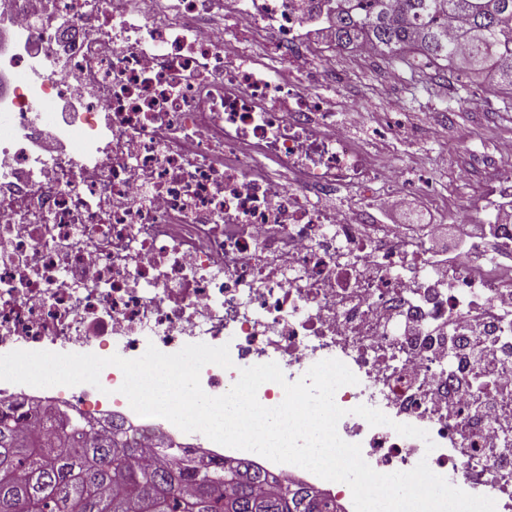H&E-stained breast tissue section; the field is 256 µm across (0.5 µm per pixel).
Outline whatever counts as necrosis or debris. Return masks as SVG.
Here are the masks:
<instances>
[{"label": "necrosis or debris", "instance_id": "necrosis-or-debris-1", "mask_svg": "<svg viewBox=\"0 0 512 512\" xmlns=\"http://www.w3.org/2000/svg\"><path fill=\"white\" fill-rule=\"evenodd\" d=\"M228 2L0 0L13 40L0 71L14 75L0 96V353L226 344L233 368L201 371L212 396L245 367L274 362L294 382L335 358L358 379L335 394L338 433L375 471L424 459L512 512V395L486 414L465 329L442 328L502 279L463 260L441 283L422 241L380 224L405 180L315 93L336 62L310 67L302 29L325 0H236L238 25L268 31L298 65L275 73L227 37ZM344 189L364 207L333 206ZM484 334L511 381L512 311L491 310ZM122 383L114 366L96 386L0 381V410L23 430L59 409L139 433L149 454L164 440L215 465L247 459L354 512L348 485L139 416ZM359 405L390 425L370 426Z\"/></svg>", "mask_w": 512, "mask_h": 512}]
</instances>
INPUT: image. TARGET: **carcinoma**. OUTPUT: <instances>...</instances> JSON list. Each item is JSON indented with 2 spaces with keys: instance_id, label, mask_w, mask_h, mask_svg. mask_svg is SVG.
<instances>
[{
  "instance_id": "cac0c4a2",
  "label": "carcinoma",
  "mask_w": 512,
  "mask_h": 512,
  "mask_svg": "<svg viewBox=\"0 0 512 512\" xmlns=\"http://www.w3.org/2000/svg\"><path fill=\"white\" fill-rule=\"evenodd\" d=\"M334 0L325 15L334 44L371 41L387 64L408 54L448 73L512 89V0ZM460 21L454 34L440 15ZM20 434L0 413V512H330L298 484L269 480L247 462L200 469L178 456L147 462L135 437L110 426Z\"/></svg>"
}]
</instances>
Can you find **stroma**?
I'll use <instances>...</instances> for the list:
<instances>
[{
	"label": "stroma",
	"mask_w": 512,
	"mask_h": 512,
	"mask_svg": "<svg viewBox=\"0 0 512 512\" xmlns=\"http://www.w3.org/2000/svg\"><path fill=\"white\" fill-rule=\"evenodd\" d=\"M306 41L310 62L331 53L346 74L334 98L339 118H346L354 101L366 112L367 121L354 127V136L365 143L377 140L378 161L397 165L410 185L433 186V195L417 197L424 210L443 224L458 217L467 224L491 223L480 202L502 189L493 167L499 143L512 138V106L506 105L505 94L464 75L460 81L471 86L470 103L449 112V102L459 95L456 86L437 78L427 60L415 57L397 69V82L386 96L379 91L389 74L382 58L363 60L356 50L333 49L318 23L308 27ZM445 112L451 113V122L431 132L432 117ZM404 127L414 131V138L401 136Z\"/></svg>",
	"instance_id": "1"
}]
</instances>
